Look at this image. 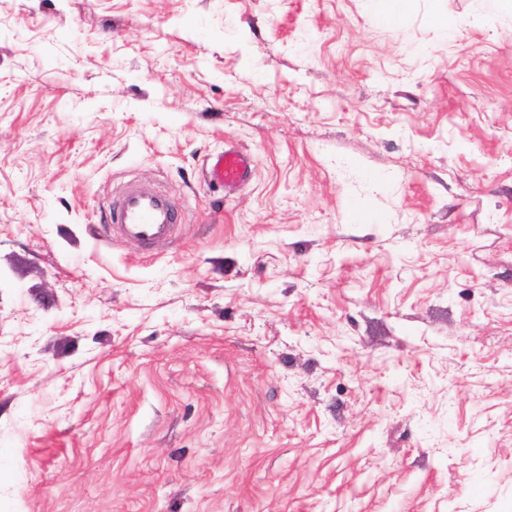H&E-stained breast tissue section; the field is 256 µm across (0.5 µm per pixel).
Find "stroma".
<instances>
[{"label": "stroma", "mask_w": 512, "mask_h": 512, "mask_svg": "<svg viewBox=\"0 0 512 512\" xmlns=\"http://www.w3.org/2000/svg\"><path fill=\"white\" fill-rule=\"evenodd\" d=\"M0 512H512V12L0 0ZM408 3L409 0H368L373 20L383 27L396 26ZM251 158L234 146L224 148V153L213 156L206 166V178L224 186V194H232L249 179ZM178 215L170 199L152 187L129 182L121 190L116 224L104 236L121 237L141 243H156L173 238Z\"/></svg>", "instance_id": "stroma-1"}]
</instances>
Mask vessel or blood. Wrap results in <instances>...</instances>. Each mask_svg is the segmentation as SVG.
<instances>
[{"label":"vessel or blood","instance_id":"b4317fda","mask_svg":"<svg viewBox=\"0 0 512 512\" xmlns=\"http://www.w3.org/2000/svg\"><path fill=\"white\" fill-rule=\"evenodd\" d=\"M251 172V158L236 147H226L207 163L205 175L210 182L223 185L231 194L241 188ZM178 223L170 199L152 187L127 183L120 194L116 222L105 237H121L141 243H156L173 238Z\"/></svg>","mask_w":512,"mask_h":512}]
</instances>
